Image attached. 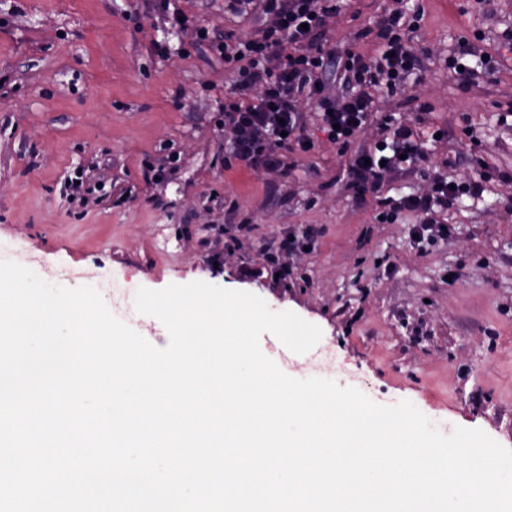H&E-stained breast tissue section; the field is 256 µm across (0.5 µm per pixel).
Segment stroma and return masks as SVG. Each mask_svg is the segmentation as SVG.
I'll return each instance as SVG.
<instances>
[{"label": "stroma", "instance_id": "35a3bbf8", "mask_svg": "<svg viewBox=\"0 0 512 512\" xmlns=\"http://www.w3.org/2000/svg\"><path fill=\"white\" fill-rule=\"evenodd\" d=\"M415 4L424 70L378 104L446 135L420 169L391 173L379 195L361 198L348 152L313 114L314 147L291 154L289 169L229 165L230 79L191 31L247 32L224 0H0V260L48 257L68 288L96 270L104 301L129 305L139 288L172 283L252 293L318 325L321 345L354 367L374 403L410 401L443 433L478 428L512 450V117L498 119L512 106V59L467 87L448 68L468 38L497 55L512 0ZM393 5L344 0L329 41L376 55L365 30ZM480 160L486 190L449 210L450 239L421 251L408 236L416 214L378 220L379 197L428 192L437 175L464 181ZM81 173L100 182L84 206L69 185ZM306 226L320 234L289 257L287 278L241 277Z\"/></svg>", "mask_w": 512, "mask_h": 512}]
</instances>
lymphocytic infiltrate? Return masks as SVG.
Wrapping results in <instances>:
<instances>
[{
	"label": "lymphocytic infiltrate",
	"mask_w": 512,
	"mask_h": 512,
	"mask_svg": "<svg viewBox=\"0 0 512 512\" xmlns=\"http://www.w3.org/2000/svg\"><path fill=\"white\" fill-rule=\"evenodd\" d=\"M225 10L257 27L256 34L211 44L232 79L224 98V130L238 167L278 169L289 153L310 151L314 143L306 125L308 106L316 109L327 140L344 147L353 146L364 127L378 124L380 134L372 145L353 146L349 176L358 195L376 192L390 172L427 162V138L393 117L379 116L377 108L380 86L404 90L409 78L423 69L421 57L405 40L418 15L398 7L388 10L375 26L382 50L368 57L325 41L336 0H225ZM486 181L483 174L453 185L434 179L429 193L385 203L380 218L393 223L401 212L416 213L420 222L411 228L410 239L427 248L448 238V210L462 196H482Z\"/></svg>",
	"instance_id": "obj_1"
}]
</instances>
